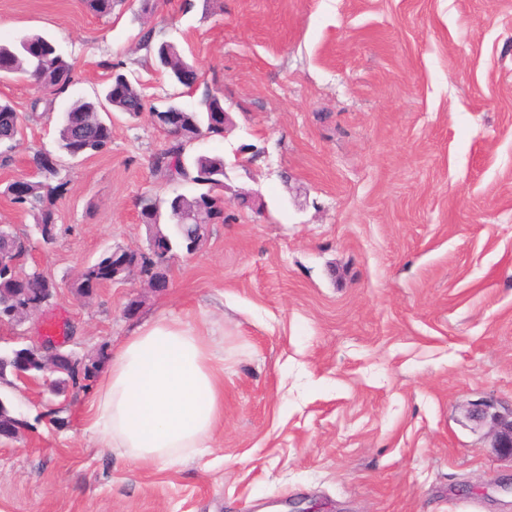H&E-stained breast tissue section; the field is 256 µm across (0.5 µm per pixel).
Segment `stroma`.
<instances>
[{
    "label": "stroma",
    "mask_w": 512,
    "mask_h": 512,
    "mask_svg": "<svg viewBox=\"0 0 512 512\" xmlns=\"http://www.w3.org/2000/svg\"><path fill=\"white\" fill-rule=\"evenodd\" d=\"M175 42L230 123L225 222L177 252L169 286L139 277L89 299L78 271L141 248L136 206L165 135L112 115L107 151L62 157V232L30 265L58 283L70 348L93 357L166 311L224 356V424L203 454L146 467L103 447L79 400L58 428L0 443V512H512V457L467 418L512 407V0H0V38L35 32L74 65L27 122L0 186L36 178L59 118L121 59L154 104L199 97L146 61L143 29ZM469 485L460 494L459 485Z\"/></svg>",
    "instance_id": "1"
}]
</instances>
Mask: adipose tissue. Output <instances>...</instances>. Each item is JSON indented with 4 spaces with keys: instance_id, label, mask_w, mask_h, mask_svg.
<instances>
[{
    "instance_id": "obj_1",
    "label": "adipose tissue",
    "mask_w": 512,
    "mask_h": 512,
    "mask_svg": "<svg viewBox=\"0 0 512 512\" xmlns=\"http://www.w3.org/2000/svg\"><path fill=\"white\" fill-rule=\"evenodd\" d=\"M223 374L208 333L163 313L110 354L85 413L112 450L145 465L178 460L222 422Z\"/></svg>"
}]
</instances>
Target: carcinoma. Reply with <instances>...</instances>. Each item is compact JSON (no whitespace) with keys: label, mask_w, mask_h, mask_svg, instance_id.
I'll list each match as a JSON object with an SVG mask.
<instances>
[{"label":"carcinoma","mask_w":512,"mask_h":512,"mask_svg":"<svg viewBox=\"0 0 512 512\" xmlns=\"http://www.w3.org/2000/svg\"><path fill=\"white\" fill-rule=\"evenodd\" d=\"M143 46L149 51L151 60L162 62L168 59L169 67L162 69L170 82L177 83V68L190 63V59L177 44L162 40L153 42V30L141 36ZM0 79L26 80L41 84L51 94L64 92L74 80V66L58 52L56 46L38 34H28L18 42L0 41ZM103 97L109 108L125 112L132 118L145 113L153 114L160 107L146 105L134 82L125 85L122 91L106 86ZM98 99H80L65 112L58 128L57 149L60 153L73 155L83 147L84 141L93 139L91 151H105L112 142V129L102 128L96 123ZM224 111V98L210 89H205L194 109L188 111L182 137L168 141L164 148L153 154L150 168L169 183L191 185L196 192L191 195L177 193L170 199H160L146 193L139 197L137 206L142 223L151 229V237L160 250L159 257L169 261L166 254H174L188 247H200L203 233L189 216L201 209H209L226 221L224 210L218 206L219 195L224 188V157L221 155L190 154L187 145L203 135H219L212 126L215 115ZM21 116L7 101H0V158L10 159V152L16 147ZM42 179L30 181L29 190L23 198H11V202L27 212L34 220L35 228L42 241L53 243L47 238L45 225L55 223L54 198L63 183L51 184L58 171H39ZM112 279V252H107L94 264L87 278L73 284L74 293L89 297L87 288L91 282ZM46 288V275L31 269L18 279L0 277V298H8L21 292L38 295Z\"/></svg>","instance_id":"cac0c4a2"}]
</instances>
